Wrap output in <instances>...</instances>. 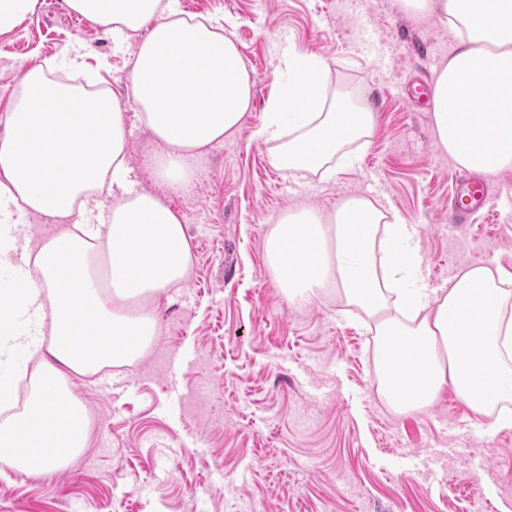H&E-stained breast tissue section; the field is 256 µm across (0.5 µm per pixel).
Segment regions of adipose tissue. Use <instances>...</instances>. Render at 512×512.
<instances>
[{"label":"adipose tissue","mask_w":512,"mask_h":512,"mask_svg":"<svg viewBox=\"0 0 512 512\" xmlns=\"http://www.w3.org/2000/svg\"><path fill=\"white\" fill-rule=\"evenodd\" d=\"M66 4L116 43L144 31L128 85L154 141L153 176L183 190L206 148L249 110L250 76L234 40L219 21L184 17L177 0ZM399 5L437 16L457 37L432 85L439 146L470 171L512 170V0ZM283 67L288 80L255 136L277 143L281 169L331 173L375 115L328 96L323 60L289 52ZM128 136L117 99L62 83L40 64L28 67L0 123V263L14 266L0 279L1 467L42 475L83 453L90 421L73 380L143 357L169 291L189 278L182 218L138 187ZM30 215L56 232L32 238ZM266 250L290 301L331 291L368 316L379 389L395 412L424 410L450 388L493 424L512 420V272L472 265L447 288H427L408 226L361 195L325 214L288 212Z\"/></svg>","instance_id":"adipose-tissue-1"}]
</instances>
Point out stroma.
<instances>
[{
  "label": "stroma",
  "mask_w": 512,
  "mask_h": 512,
  "mask_svg": "<svg viewBox=\"0 0 512 512\" xmlns=\"http://www.w3.org/2000/svg\"><path fill=\"white\" fill-rule=\"evenodd\" d=\"M223 20L252 82L240 129L214 145L192 185L169 197L194 265L160 311L161 333L136 362L76 381L90 418L83 454L63 470L0 476V512H512V425L488 428L452 389L399 414L375 390L365 315L334 299L290 304L266 236L288 210L327 211L374 195L415 234L419 275L439 289L473 263L512 272V171L472 223L448 226L459 169L438 145L427 101L409 98L452 55L454 32L407 16L396 0H178ZM130 38L116 45L65 0L0 36V115L25 70L78 49V81H98L126 108L128 155L143 190L152 138L127 85ZM294 50L325 60L329 95L376 119L332 178L292 188L275 143L254 137Z\"/></svg>",
  "instance_id": "1"
}]
</instances>
